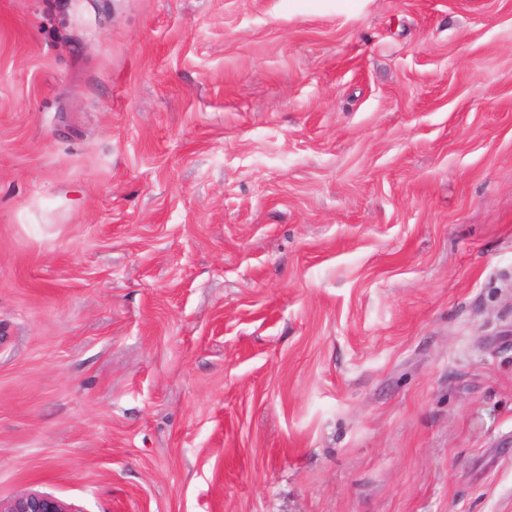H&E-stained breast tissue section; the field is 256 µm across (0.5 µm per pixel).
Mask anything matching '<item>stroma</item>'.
<instances>
[{
  "mask_svg": "<svg viewBox=\"0 0 512 512\" xmlns=\"http://www.w3.org/2000/svg\"><path fill=\"white\" fill-rule=\"evenodd\" d=\"M512 512V0H0V501Z\"/></svg>",
  "mask_w": 512,
  "mask_h": 512,
  "instance_id": "obj_1",
  "label": "stroma"
}]
</instances>
